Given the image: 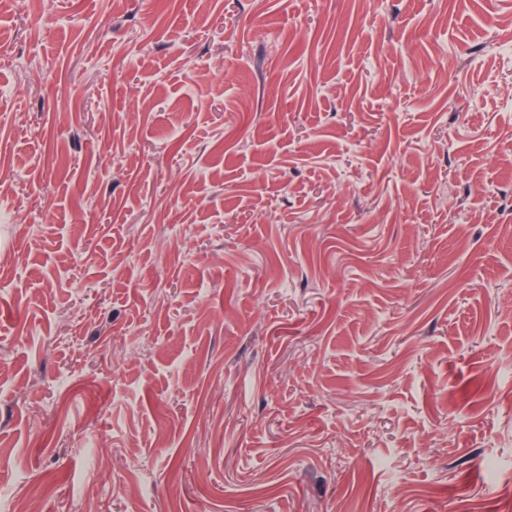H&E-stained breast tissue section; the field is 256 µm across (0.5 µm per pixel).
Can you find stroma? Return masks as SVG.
<instances>
[{"mask_svg": "<svg viewBox=\"0 0 512 512\" xmlns=\"http://www.w3.org/2000/svg\"><path fill=\"white\" fill-rule=\"evenodd\" d=\"M0 87V512H512V0H0Z\"/></svg>", "mask_w": 512, "mask_h": 512, "instance_id": "obj_1", "label": "stroma"}]
</instances>
